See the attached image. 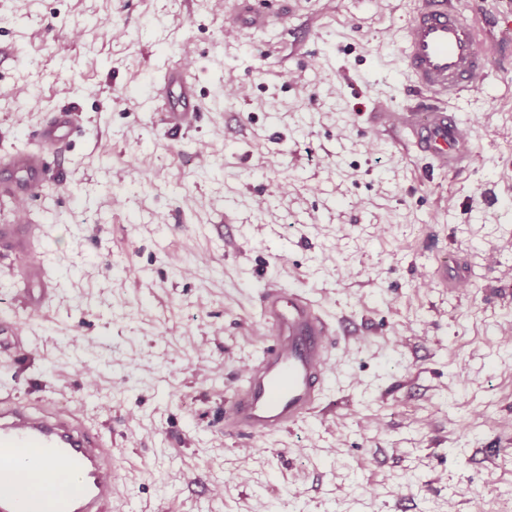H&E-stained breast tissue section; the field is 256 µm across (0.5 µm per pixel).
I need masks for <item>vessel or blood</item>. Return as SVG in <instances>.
Instances as JSON below:
<instances>
[{
	"mask_svg": "<svg viewBox=\"0 0 512 512\" xmlns=\"http://www.w3.org/2000/svg\"><path fill=\"white\" fill-rule=\"evenodd\" d=\"M284 2L232 0L231 24L254 32L274 22L287 24ZM413 2L397 63L429 99L398 114L365 112L361 118L384 123L394 145L415 148L432 168L454 174L473 160L475 138L451 103L483 82L493 60L478 51L476 25L460 0ZM160 85L166 133L177 136L195 127L202 107L193 62L166 67ZM78 132L76 110L63 107L36 129L27 146L1 154L0 201L42 200L46 184L60 173L62 152ZM40 231L36 224H0V261L17 262L22 300L21 313L0 318V359L19 358L31 319L50 307L55 293L37 252ZM433 270L454 292L469 288L474 278L473 262L450 253L438 256ZM258 308L266 339L224 401L220 430L230 439L266 437L328 413L324 393L331 352L358 338L351 314L329 316L308 292L275 281L261 291ZM60 468L75 480L66 491L31 495L19 486L20 470L38 472L51 486ZM117 482L111 429L95 426L83 407L59 401L41 387L25 394L0 387V512H112Z\"/></svg>",
	"mask_w": 512,
	"mask_h": 512,
	"instance_id": "vessel-or-blood-1",
	"label": "vessel or blood"
}]
</instances>
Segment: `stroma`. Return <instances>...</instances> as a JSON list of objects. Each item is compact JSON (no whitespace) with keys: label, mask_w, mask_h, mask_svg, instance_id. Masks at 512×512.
Listing matches in <instances>:
<instances>
[{"label":"stroma","mask_w":512,"mask_h":512,"mask_svg":"<svg viewBox=\"0 0 512 512\" xmlns=\"http://www.w3.org/2000/svg\"><path fill=\"white\" fill-rule=\"evenodd\" d=\"M289 2L291 31L251 34L221 0H0V146L59 106L82 116L30 211L57 293L0 384L111 424L118 512H512V64L457 104L478 154L451 178L352 118L412 103L409 0ZM186 55L204 111L174 138L154 88ZM443 252L482 278L448 294ZM271 280L363 334L332 354L334 413L235 441L215 421Z\"/></svg>","instance_id":"obj_1"}]
</instances>
